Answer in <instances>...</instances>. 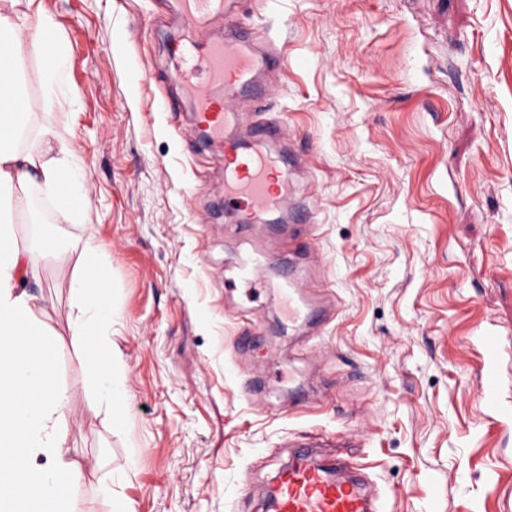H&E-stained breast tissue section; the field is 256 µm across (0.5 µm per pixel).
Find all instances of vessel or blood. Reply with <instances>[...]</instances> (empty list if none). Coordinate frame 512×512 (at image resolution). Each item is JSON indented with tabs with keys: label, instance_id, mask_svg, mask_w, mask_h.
<instances>
[{
	"label": "vessel or blood",
	"instance_id": "b4317fda",
	"mask_svg": "<svg viewBox=\"0 0 512 512\" xmlns=\"http://www.w3.org/2000/svg\"><path fill=\"white\" fill-rule=\"evenodd\" d=\"M235 0H183L184 34L173 43L168 58L179 73L194 111V133L205 150L224 160V207L248 224L263 223L271 213L288 207V165L264 153V146L278 138V119L259 116L244 132H230L233 102L253 101L267 95L262 73L283 58V47L270 38L235 29ZM223 21L230 36L212 33ZM320 308L314 296L297 285L288 289V315L305 321ZM481 365L485 371L483 397L496 413L500 402V361L504 339L493 328L478 337ZM266 512H387V498L359 463L342 460L318 462L300 450L288 465L279 468L268 487Z\"/></svg>",
	"mask_w": 512,
	"mask_h": 512
}]
</instances>
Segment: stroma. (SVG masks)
I'll return each mask as SVG.
<instances>
[{"mask_svg": "<svg viewBox=\"0 0 512 512\" xmlns=\"http://www.w3.org/2000/svg\"><path fill=\"white\" fill-rule=\"evenodd\" d=\"M64 69L29 86L37 126L70 143L86 205L61 242L108 250L125 365L120 423L73 342L72 262L41 260L69 395L73 512H263L307 435H340L390 492L389 512H503L512 423L479 392L477 336L505 339L512 406V0H275L237 19L288 44L262 103L286 135L307 223L244 228L224 211L219 157L179 139L189 100L165 66L180 0H40ZM177 111H160L162 100ZM263 257L252 285L225 283ZM296 277L338 306L288 330ZM260 336L233 366L242 329Z\"/></svg>", "mask_w": 512, "mask_h": 512, "instance_id": "35a3bbf8", "label": "stroma"}]
</instances>
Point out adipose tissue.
I'll list each match as a JSON object with an SVG mask.
<instances>
[{
  "label": "adipose tissue",
  "mask_w": 512,
  "mask_h": 512,
  "mask_svg": "<svg viewBox=\"0 0 512 512\" xmlns=\"http://www.w3.org/2000/svg\"><path fill=\"white\" fill-rule=\"evenodd\" d=\"M56 44L55 24L38 0H0V512H70V490L83 477L66 457L69 397L54 366V340L42 309L18 286L21 275L37 272L39 259L76 255L72 337L105 404L127 396L123 361L104 351L112 305L99 289L109 273L101 243L90 234L63 250L47 227L32 251L15 237L14 224L28 211L26 193L34 185L51 187L71 213L84 200L81 172L64 141L45 130L34 148L21 145L33 125L24 106L28 84L50 81L63 65L58 53L52 64L30 72L22 58L43 55ZM39 456L47 466H36Z\"/></svg>",
  "instance_id": "ef3b65f1"
}]
</instances>
